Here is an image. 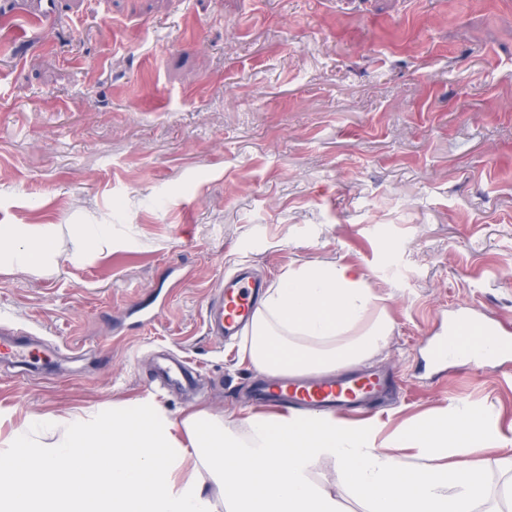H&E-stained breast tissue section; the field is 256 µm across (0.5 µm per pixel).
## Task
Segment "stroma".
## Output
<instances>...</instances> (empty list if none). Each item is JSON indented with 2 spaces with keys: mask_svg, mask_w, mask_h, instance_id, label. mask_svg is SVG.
Masks as SVG:
<instances>
[{
  "mask_svg": "<svg viewBox=\"0 0 512 512\" xmlns=\"http://www.w3.org/2000/svg\"><path fill=\"white\" fill-rule=\"evenodd\" d=\"M0 42V333L60 363L0 370V448L149 395L246 433L259 372L208 334L210 296L332 262L394 322L368 423L479 412L500 492L512 356L431 349L466 314L512 332V0H0ZM174 355L192 390L159 386Z\"/></svg>",
  "mask_w": 512,
  "mask_h": 512,
  "instance_id": "35a3bbf8",
  "label": "stroma"
}]
</instances>
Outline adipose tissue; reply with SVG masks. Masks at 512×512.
Instances as JSON below:
<instances>
[{"instance_id":"ef3b65f1","label":"adipose tissue","mask_w":512,"mask_h":512,"mask_svg":"<svg viewBox=\"0 0 512 512\" xmlns=\"http://www.w3.org/2000/svg\"><path fill=\"white\" fill-rule=\"evenodd\" d=\"M392 329L363 272L305 264L266 289L238 356L273 378L331 375L378 355ZM246 425L241 436L198 413L175 422L150 397L91 420H36L0 453V512H339L312 478L323 459L367 512H501L475 461L482 422L462 427L443 413L386 448L373 430L332 413L253 414ZM45 429L57 440L33 439ZM407 449L420 467L405 460Z\"/></svg>"}]
</instances>
